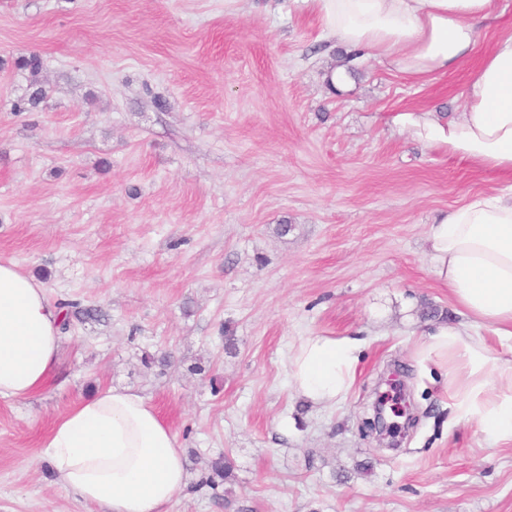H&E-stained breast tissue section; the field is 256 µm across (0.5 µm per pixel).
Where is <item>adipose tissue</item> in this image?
<instances>
[{
	"instance_id": "adipose-tissue-1",
	"label": "adipose tissue",
	"mask_w": 512,
	"mask_h": 512,
	"mask_svg": "<svg viewBox=\"0 0 512 512\" xmlns=\"http://www.w3.org/2000/svg\"><path fill=\"white\" fill-rule=\"evenodd\" d=\"M308 3L326 38L397 72L427 79L474 59L458 115L406 109L390 122L414 141L512 176V35L475 52L482 26L500 16L498 0ZM425 257L460 319L430 331L418 363L443 371L457 418L512 441V186L472 194L443 212L426 236ZM62 314L39 281L0 262L1 397L22 400L49 382ZM491 335L501 351L488 344ZM359 349L347 337H300L288 353L291 389L313 405H335L352 387ZM45 455L56 484L102 512H168L189 487L172 430L145 396L128 390L100 391L67 411Z\"/></svg>"
}]
</instances>
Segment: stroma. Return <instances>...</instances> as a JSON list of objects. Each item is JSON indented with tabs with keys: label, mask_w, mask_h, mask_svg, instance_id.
Instances as JSON below:
<instances>
[{
	"label": "stroma",
	"mask_w": 512,
	"mask_h": 512,
	"mask_svg": "<svg viewBox=\"0 0 512 512\" xmlns=\"http://www.w3.org/2000/svg\"><path fill=\"white\" fill-rule=\"evenodd\" d=\"M343 62L306 0H0V262L96 311L44 390L0 398V512H91L44 446L109 387L176 436L169 512H512V442L413 361L458 319L431 224L512 182L389 123L457 115L470 66L423 83L366 56L332 85ZM306 335L361 342L336 407L289 386ZM381 399L412 416L393 447L367 425ZM220 455L232 477L204 486Z\"/></svg>",
	"instance_id": "stroma-1"
}]
</instances>
